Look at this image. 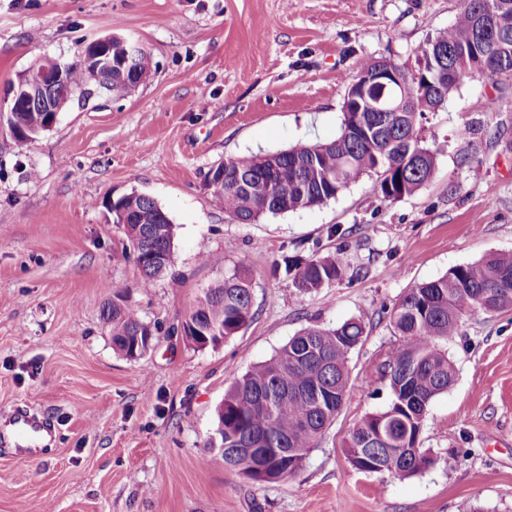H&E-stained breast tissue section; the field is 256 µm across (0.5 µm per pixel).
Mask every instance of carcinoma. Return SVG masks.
I'll list each match as a JSON object with an SVG mask.
<instances>
[{
	"label": "carcinoma",
	"mask_w": 512,
	"mask_h": 512,
	"mask_svg": "<svg viewBox=\"0 0 512 512\" xmlns=\"http://www.w3.org/2000/svg\"><path fill=\"white\" fill-rule=\"evenodd\" d=\"M501 0H460L454 23L436 31L415 50V63L404 67L402 84L394 86L400 112L343 113L341 131L325 143L299 144L264 155H239L222 162L224 192L214 195L224 214L239 224L264 215H280L322 205L365 176H377V192L386 201L412 196L432 178L436 154L417 130L418 118L442 107L462 81L446 76L454 68L476 76L512 80V28L479 35L474 16ZM127 46L112 41L114 66L98 72L96 86L121 95L133 73L148 72L145 51L131 58L129 70L118 68ZM66 84L81 99L90 94L87 60L65 64ZM61 95L55 90L31 104L6 113V123L27 133L43 123ZM116 214L138 228L140 250L173 255V225L153 199L134 191L115 200ZM336 255L284 260L271 275L291 280L301 295L317 293L343 277ZM252 280L236 268L204 291L185 325L186 341L197 348L215 346L232 337L253 317ZM480 308L495 313L512 310V253L448 270L445 275L408 288L389 312L399 343L384 362L391 402L369 415L350 433L345 451L354 469L410 478L434 467L437 458L420 448L427 409L448 391L455 368L443 345L456 335L460 321ZM101 317L112 347L129 360L151 350L158 325L117 294ZM224 335H217L218 330ZM365 325L349 319L335 327L303 328L270 359L255 365L225 392L214 435L224 467L259 483L295 477L311 448L338 414L348 387V361L361 343Z\"/></svg>",
	"instance_id": "carcinoma-1"
}]
</instances>
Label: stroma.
I'll return each instance as SVG.
<instances>
[{"label":"stroma","mask_w":512,"mask_h":512,"mask_svg":"<svg viewBox=\"0 0 512 512\" xmlns=\"http://www.w3.org/2000/svg\"><path fill=\"white\" fill-rule=\"evenodd\" d=\"M458 6L0 0V113L38 58L73 62L118 35L153 60L145 82L120 96L94 90L32 141L0 126V416L22 408L55 426L38 456L0 447V512H457L466 500L512 512V311H474L449 341L456 378L420 437L433 468L405 480L364 474L343 448L391 400L378 370L398 342L388 309L416 283L512 252V83L465 80L420 118L437 161L411 197L383 200L371 176L324 205L238 224L206 183L226 158L335 139L362 62L413 61ZM501 95L506 106L489 112ZM133 190L174 229L173 265L150 283L105 206ZM337 253L343 279L312 295L269 274L287 257ZM238 265L253 281L251 322L202 349L167 334ZM119 293L164 327L138 360L113 351L101 319ZM352 318L366 334L346 398L298 475L258 483L225 469L209 444L225 390L301 329Z\"/></svg>","instance_id":"stroma-1"}]
</instances>
